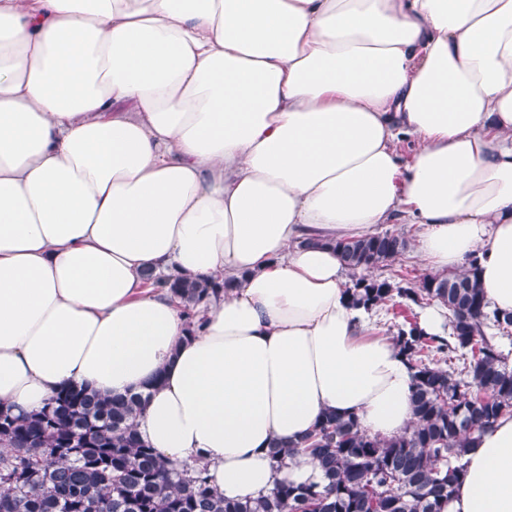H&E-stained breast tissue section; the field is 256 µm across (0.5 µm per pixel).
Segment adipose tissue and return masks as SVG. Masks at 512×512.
I'll list each match as a JSON object with an SVG mask.
<instances>
[{
  "label": "adipose tissue",
  "instance_id": "ef3b65f1",
  "mask_svg": "<svg viewBox=\"0 0 512 512\" xmlns=\"http://www.w3.org/2000/svg\"><path fill=\"white\" fill-rule=\"evenodd\" d=\"M382 224L512 312V0H0V410L140 392L226 499L322 483L271 444L414 422L333 248ZM148 271L233 286L191 336ZM466 460L446 512H512V417Z\"/></svg>",
  "mask_w": 512,
  "mask_h": 512
}]
</instances>
